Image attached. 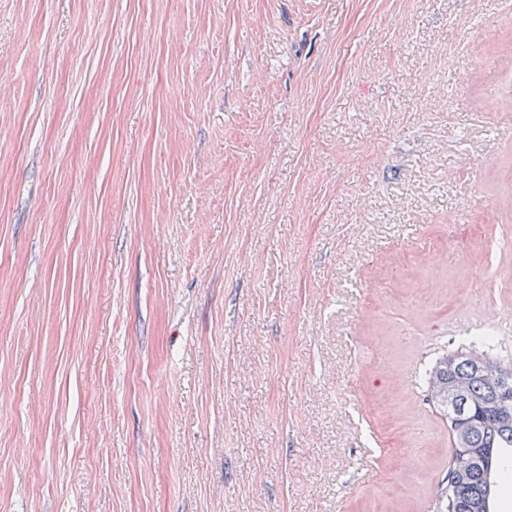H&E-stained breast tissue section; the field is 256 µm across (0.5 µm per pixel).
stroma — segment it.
I'll list each match as a JSON object with an SVG mask.
<instances>
[{"instance_id": "1", "label": "stroma", "mask_w": 512, "mask_h": 512, "mask_svg": "<svg viewBox=\"0 0 512 512\" xmlns=\"http://www.w3.org/2000/svg\"><path fill=\"white\" fill-rule=\"evenodd\" d=\"M512 0H0V512H433L435 358L512 312Z\"/></svg>"}]
</instances>
